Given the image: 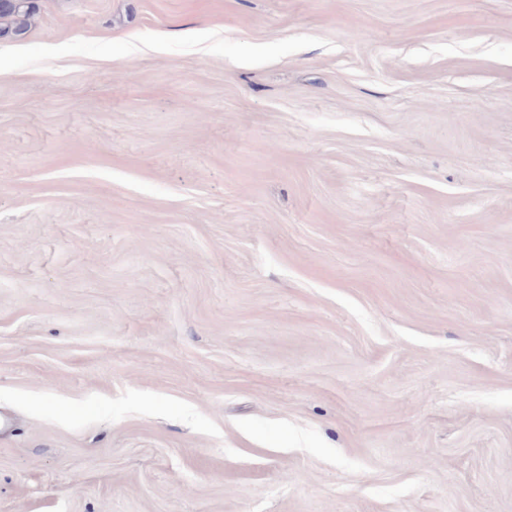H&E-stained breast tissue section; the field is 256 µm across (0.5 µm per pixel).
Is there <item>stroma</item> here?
<instances>
[{
  "label": "stroma",
  "mask_w": 512,
  "mask_h": 512,
  "mask_svg": "<svg viewBox=\"0 0 512 512\" xmlns=\"http://www.w3.org/2000/svg\"><path fill=\"white\" fill-rule=\"evenodd\" d=\"M36 3L0 512H512V0Z\"/></svg>",
  "instance_id": "35a3bbf8"
}]
</instances>
